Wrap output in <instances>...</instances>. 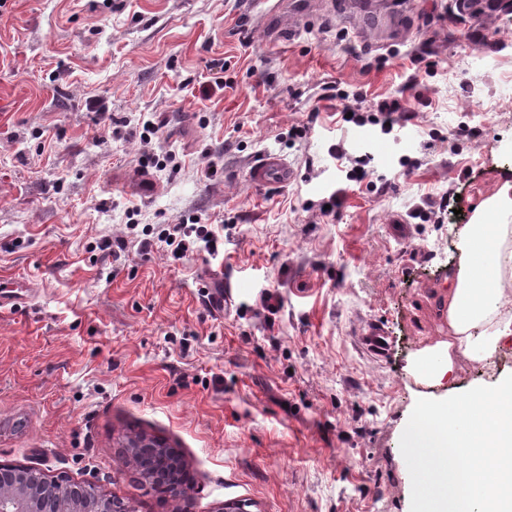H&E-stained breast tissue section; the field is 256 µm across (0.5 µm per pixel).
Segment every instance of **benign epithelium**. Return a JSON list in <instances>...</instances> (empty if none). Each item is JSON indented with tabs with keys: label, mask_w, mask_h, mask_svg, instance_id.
Masks as SVG:
<instances>
[{
	"label": "benign epithelium",
	"mask_w": 512,
	"mask_h": 512,
	"mask_svg": "<svg viewBox=\"0 0 512 512\" xmlns=\"http://www.w3.org/2000/svg\"><path fill=\"white\" fill-rule=\"evenodd\" d=\"M53 482L38 467L0 465V512H133L91 483L68 481L65 495H49Z\"/></svg>",
	"instance_id": "7a95c632"
}]
</instances>
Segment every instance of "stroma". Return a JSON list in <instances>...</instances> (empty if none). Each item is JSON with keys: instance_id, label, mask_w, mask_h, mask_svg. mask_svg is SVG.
<instances>
[{"instance_id": "obj_1", "label": "stroma", "mask_w": 512, "mask_h": 512, "mask_svg": "<svg viewBox=\"0 0 512 512\" xmlns=\"http://www.w3.org/2000/svg\"><path fill=\"white\" fill-rule=\"evenodd\" d=\"M372 2L406 41L361 44L327 6L246 43L227 30L234 0H0V464L95 483L134 512H410L401 435L418 399L449 396L411 362L448 333L459 230L512 184V10ZM329 86L397 97L407 117L391 135L339 122ZM149 117L165 126L146 141ZM336 144L371 157L382 192L346 181ZM266 151L295 178L259 194L247 173ZM443 198L441 223L419 218ZM134 207L142 225L234 226L216 255L133 252L108 279L97 246L128 235ZM227 280L226 308L209 306ZM369 322L383 356L359 342ZM511 374L508 344L458 358L454 388ZM139 433L182 454L187 499L139 478Z\"/></svg>"}]
</instances>
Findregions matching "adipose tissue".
<instances>
[{
    "instance_id": "1",
    "label": "adipose tissue",
    "mask_w": 512,
    "mask_h": 512,
    "mask_svg": "<svg viewBox=\"0 0 512 512\" xmlns=\"http://www.w3.org/2000/svg\"><path fill=\"white\" fill-rule=\"evenodd\" d=\"M458 251L448 290V337L433 346L442 357L430 378L434 385L453 373L456 354L481 362L512 339V226L478 216L461 230Z\"/></svg>"
}]
</instances>
